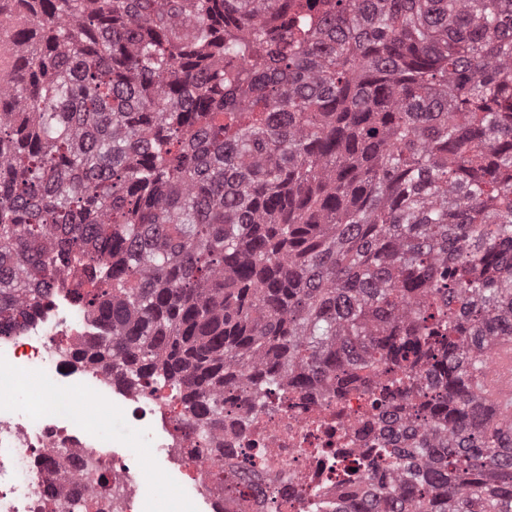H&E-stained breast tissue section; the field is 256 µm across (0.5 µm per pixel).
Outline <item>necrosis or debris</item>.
I'll return each mask as SVG.
<instances>
[{"label": "necrosis or debris", "mask_w": 512, "mask_h": 512, "mask_svg": "<svg viewBox=\"0 0 512 512\" xmlns=\"http://www.w3.org/2000/svg\"><path fill=\"white\" fill-rule=\"evenodd\" d=\"M76 268L58 270L49 295L15 323H0V512H142L148 492L189 501L194 512H332L355 508L384 422L406 421L409 400L380 397L375 375L343 382L281 380L257 400L224 389V423L204 430L179 395L151 378L129 382L87 363ZM44 377L72 403L93 395L130 414L160 467L107 450L53 414L15 400L28 377Z\"/></svg>", "instance_id": "obj_1"}]
</instances>
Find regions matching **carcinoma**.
I'll return each mask as SVG.
<instances>
[{"mask_svg":"<svg viewBox=\"0 0 512 512\" xmlns=\"http://www.w3.org/2000/svg\"><path fill=\"white\" fill-rule=\"evenodd\" d=\"M16 3L0 315L81 268L88 362L203 429L239 357L256 398L392 365L365 512H512L467 382L512 336V0Z\"/></svg>","mask_w":512,"mask_h":512,"instance_id":"1","label":"carcinoma"}]
</instances>
